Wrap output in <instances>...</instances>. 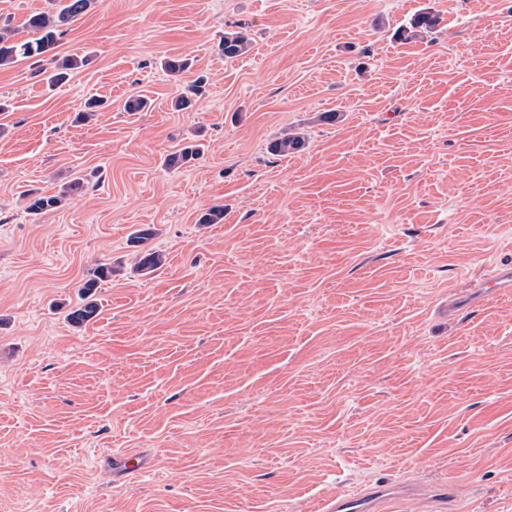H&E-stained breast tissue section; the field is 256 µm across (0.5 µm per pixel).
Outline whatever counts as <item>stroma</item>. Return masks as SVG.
Here are the masks:
<instances>
[{
  "mask_svg": "<svg viewBox=\"0 0 512 512\" xmlns=\"http://www.w3.org/2000/svg\"><path fill=\"white\" fill-rule=\"evenodd\" d=\"M56 52L88 63L0 68V512H512V0H94ZM250 49V42L243 31H227L224 34V56L235 59L246 54ZM85 188L83 178L75 177L64 184L55 194L48 195L30 190L26 194V210L32 215H39L59 207L69 196L75 195ZM155 235L152 227L141 228L134 231L129 238L133 247L139 248L134 251V269L142 276L154 275L157 270L165 264L162 253L153 249L140 248L147 240ZM112 265L99 266L93 278L86 280L79 288H81L82 300L81 304L71 307L66 311L65 318L76 327H82L93 321L100 314V308L97 300L94 298L99 282L112 277ZM364 497L358 493L336 491L321 500L317 512H365Z\"/></svg>",
  "mask_w": 512,
  "mask_h": 512,
  "instance_id": "stroma-1",
  "label": "stroma"
}]
</instances>
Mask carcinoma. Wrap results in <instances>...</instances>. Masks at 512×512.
<instances>
[{"mask_svg": "<svg viewBox=\"0 0 512 512\" xmlns=\"http://www.w3.org/2000/svg\"><path fill=\"white\" fill-rule=\"evenodd\" d=\"M55 2H57L55 11L35 13L26 19V27L40 34V37L34 40H16L14 31L9 28V25L0 27V67L11 66L20 59L32 58L55 50L59 40L69 29V25L88 10L93 0H55ZM437 23L436 16L429 12L422 13L410 23V27L403 29L402 36L406 40L415 38L433 29ZM249 49L250 42L245 32L232 30L224 33L225 58L235 59L246 54ZM53 62L56 63L57 68V73L51 77L53 82L63 80L68 71L85 64V61L76 57H55ZM162 67L169 75L176 77L185 72L190 67V63L186 58L173 56L163 59ZM303 146L302 136L287 134L273 143L271 151L277 155H288L299 151ZM201 154L200 145L190 143L170 154L168 164L183 166L198 159ZM83 190H85V183L80 177H75L64 184L55 194L48 195L30 190L26 194V210L32 215H39L59 207L68 197ZM154 235L155 232L149 226L134 231L129 238V242L136 247L134 269L142 276L155 274L165 264L163 254L142 247V244ZM111 277L112 266L101 265L96 269L94 277L81 285L82 303L69 308L65 314V318L71 325L81 327L99 316L100 308L95 299L96 289L99 282Z\"/></svg>", "mask_w": 512, "mask_h": 512, "instance_id": "carcinoma-1", "label": "carcinoma"}]
</instances>
